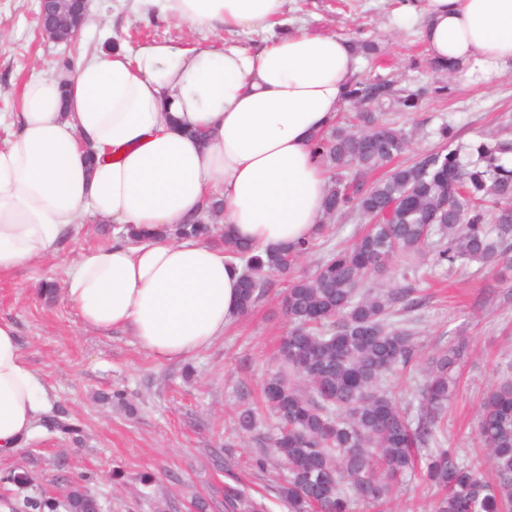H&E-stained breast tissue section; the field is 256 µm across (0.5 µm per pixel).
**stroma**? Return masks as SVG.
Here are the masks:
<instances>
[{"label": "stroma", "instance_id": "stroma-1", "mask_svg": "<svg viewBox=\"0 0 512 512\" xmlns=\"http://www.w3.org/2000/svg\"><path fill=\"white\" fill-rule=\"evenodd\" d=\"M131 0H95L91 22L71 44L39 35V0H0V114L16 109L23 83L33 73L51 74L63 58L125 46L130 52L159 40L179 45L216 44L223 34L192 29L184 22L139 19ZM403 0H289L281 27L240 33V46L253 48L279 37L281 29L332 33L353 43L372 42L361 53L356 80L392 82L395 88L422 90L416 111L385 106L383 120L405 129L410 143L399 158L411 164L442 149V125L455 131L453 149L462 161L476 160L477 146L512 137V64L483 76L467 69H437L420 38L419 21L405 18ZM450 84L452 95L433 89ZM317 251L297 270L313 272L335 248L351 243L366 220L359 216L321 218ZM113 224L90 217L84 233L60 253L33 266L0 276V318L12 321L25 362L48 391V408L35 434L0 472L28 473V485L0 483V498L16 502L36 495L63 498L75 484L94 495L102 512H225L227 487H240L263 499L268 512H289L278 495L287 471L267 452L271 419L260 388L277 368L279 342L288 331L281 305L284 282L274 278L254 310L228 325L208 348L184 359L160 361L134 336L121 330L99 332L81 324L62 295L46 299L41 286L59 278L80 249H105ZM432 250L397 259L376 280L382 290L414 288L421 305L413 311L422 352L468 339L457 367L460 390L448 406V437L455 447L475 448L471 432L482 391L512 373V271L502 265L459 263L442 269ZM415 268L403 279L405 268ZM120 390L123 404L103 402ZM253 409L257 427L248 435L237 426ZM78 422L79 436L65 438L47 427L52 419Z\"/></svg>", "mask_w": 512, "mask_h": 512}]
</instances>
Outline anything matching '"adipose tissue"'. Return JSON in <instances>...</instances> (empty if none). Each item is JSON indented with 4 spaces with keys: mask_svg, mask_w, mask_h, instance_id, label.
<instances>
[{
    "mask_svg": "<svg viewBox=\"0 0 512 512\" xmlns=\"http://www.w3.org/2000/svg\"><path fill=\"white\" fill-rule=\"evenodd\" d=\"M136 16L231 35L277 22L288 0H134ZM429 59L485 73L512 63V0H407ZM358 54L336 34H289L252 52L232 42L167 41L78 58L31 77L0 148V274L38 263L88 216L120 238L62 271L89 328L124 329L158 360L193 355L239 315L242 267L223 250L155 231L224 201V231L262 252L312 237L327 194L315 140L346 103ZM137 232L139 244L126 233ZM0 319V459L46 405Z\"/></svg>",
    "mask_w": 512,
    "mask_h": 512,
    "instance_id": "obj_1",
    "label": "adipose tissue"
}]
</instances>
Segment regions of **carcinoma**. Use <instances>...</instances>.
<instances>
[{"mask_svg":"<svg viewBox=\"0 0 512 512\" xmlns=\"http://www.w3.org/2000/svg\"><path fill=\"white\" fill-rule=\"evenodd\" d=\"M390 98L403 111L418 108L419 95L381 83H354L352 103ZM357 126L334 125L314 145L332 172L324 214L359 215L375 223L350 245L331 251L311 275L294 265L315 248V238L256 254L229 237L224 252L244 263L240 312L248 314L281 276L288 334L281 340V365L263 383L276 418L269 436L273 456L288 466L279 495L290 512H392L405 482L417 478L436 490L429 512H512V378L480 395L474 434L480 451L448 445L444 417L456 393L453 371L465 344L440 348L421 368L422 404L416 414L400 408L386 387L394 372L410 373L419 358L417 332L407 315L419 305L411 289L376 290L370 279L386 275L396 258L416 256L438 236L433 263L486 264L509 249L512 235V168L501 163L511 140L482 143L479 162L462 163L453 151L433 152L411 165L395 160L408 147L407 133L377 112H357ZM384 177L365 185L364 176ZM222 210L212 202L186 224L180 238L214 236L206 217ZM434 449L424 453L426 445ZM488 458L493 480L484 474ZM68 512H100L97 499L80 484L71 490ZM226 512H265L264 505L230 487Z\"/></svg>","mask_w":512,"mask_h":512,"instance_id":"cac0c4a2","label":"carcinoma"}]
</instances>
